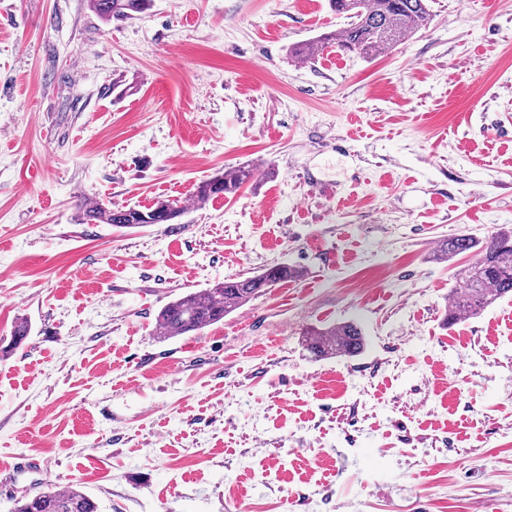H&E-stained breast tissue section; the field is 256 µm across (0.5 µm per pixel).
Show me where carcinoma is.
<instances>
[{
	"label": "carcinoma",
	"instance_id": "1",
	"mask_svg": "<svg viewBox=\"0 0 512 512\" xmlns=\"http://www.w3.org/2000/svg\"><path fill=\"white\" fill-rule=\"evenodd\" d=\"M104 20L131 19L144 12L151 0H89ZM334 10L349 23L337 34H322L297 50V56L313 60L329 44L343 52L363 57L384 54L407 37L425 28L431 20L428 0H330ZM261 176L259 170L242 164L200 182L193 203L202 208L213 198L233 196ZM183 208L167 200L141 209L102 202L82 206L81 220L87 224H110L119 228H142L170 224ZM477 251L476 260L459 270L463 287L448 295L450 324L478 314L497 301L512 296V230H504L482 243L465 234L443 241L437 252L454 257ZM302 271L288 265H275L247 278H227L167 304L157 316L160 332L168 337L187 336L224 319L267 288L288 279H298ZM307 347L317 358L353 357L363 348L361 328L351 322L306 331ZM14 512H99L98 504L80 487L47 489L15 503Z\"/></svg>",
	"mask_w": 512,
	"mask_h": 512
}]
</instances>
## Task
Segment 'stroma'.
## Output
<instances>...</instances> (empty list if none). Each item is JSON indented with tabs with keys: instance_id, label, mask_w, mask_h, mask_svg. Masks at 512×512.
Segmentation results:
<instances>
[{
	"instance_id": "obj_1",
	"label": "stroma",
	"mask_w": 512,
	"mask_h": 512,
	"mask_svg": "<svg viewBox=\"0 0 512 512\" xmlns=\"http://www.w3.org/2000/svg\"><path fill=\"white\" fill-rule=\"evenodd\" d=\"M430 9L308 62L329 0H0V512L71 484L100 512H512V299L445 325L474 256H435L512 226V0ZM241 164L266 178L193 206ZM166 199L177 223L79 221ZM277 263L302 277L158 333ZM352 321L360 354L308 351ZM91 7L106 21L132 19L136 13L144 12L151 0H89ZM302 271L275 265L247 278H227L209 288L187 293L167 304L157 316L163 336H188L224 319L266 288L288 279H299Z\"/></svg>"
}]
</instances>
